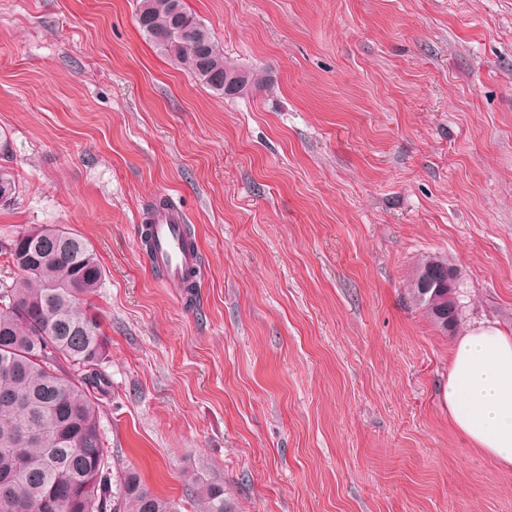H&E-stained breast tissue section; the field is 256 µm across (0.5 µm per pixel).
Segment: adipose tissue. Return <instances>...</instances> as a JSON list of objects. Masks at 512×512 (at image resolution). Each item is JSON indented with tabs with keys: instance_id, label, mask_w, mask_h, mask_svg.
Returning <instances> with one entry per match:
<instances>
[{
	"instance_id": "obj_1",
	"label": "adipose tissue",
	"mask_w": 512,
	"mask_h": 512,
	"mask_svg": "<svg viewBox=\"0 0 512 512\" xmlns=\"http://www.w3.org/2000/svg\"><path fill=\"white\" fill-rule=\"evenodd\" d=\"M447 400L450 425L499 467L512 469V333L479 325L457 337Z\"/></svg>"
}]
</instances>
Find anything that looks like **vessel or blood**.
Returning <instances> with one entry per match:
<instances>
[{"mask_svg":"<svg viewBox=\"0 0 512 512\" xmlns=\"http://www.w3.org/2000/svg\"><path fill=\"white\" fill-rule=\"evenodd\" d=\"M183 215L176 209H160L148 218L149 242L155 265L164 278L179 284L195 265V252L182 232Z\"/></svg>","mask_w":512,"mask_h":512,"instance_id":"vessel-or-blood-1","label":"vessel or blood"}]
</instances>
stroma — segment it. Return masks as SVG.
<instances>
[{"label": "stroma", "instance_id": "1", "mask_svg": "<svg viewBox=\"0 0 512 512\" xmlns=\"http://www.w3.org/2000/svg\"><path fill=\"white\" fill-rule=\"evenodd\" d=\"M259 84L222 97L139 0H0V244L59 225L105 281L100 429L181 512H512V472L448 424L458 334L512 330V0H186ZM172 200L194 298L140 247ZM446 258L443 332L407 296ZM194 498L202 505L204 512H232V505L224 497V487L195 480L193 486Z\"/></svg>", "mask_w": 512, "mask_h": 512}]
</instances>
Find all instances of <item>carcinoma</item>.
Here are the masks:
<instances>
[{"label": "carcinoma", "mask_w": 512, "mask_h": 512, "mask_svg": "<svg viewBox=\"0 0 512 512\" xmlns=\"http://www.w3.org/2000/svg\"><path fill=\"white\" fill-rule=\"evenodd\" d=\"M136 22L149 42L218 95L259 83L224 57L186 0H140ZM180 29L201 32L202 42H180ZM16 194L14 177L0 166V199L12 202ZM36 231L33 243L26 229L6 244L19 276L0 285L13 299V307H0V512H179L130 470L108 490L97 397L106 385L104 336L91 304L104 270L81 235L52 225ZM422 278L430 289L419 286ZM451 294L463 306L455 269L436 256L421 259L408 297L445 332L461 318L442 323ZM193 493L203 512H232L218 484L197 480Z\"/></svg>", "instance_id": "obj_1"}]
</instances>
